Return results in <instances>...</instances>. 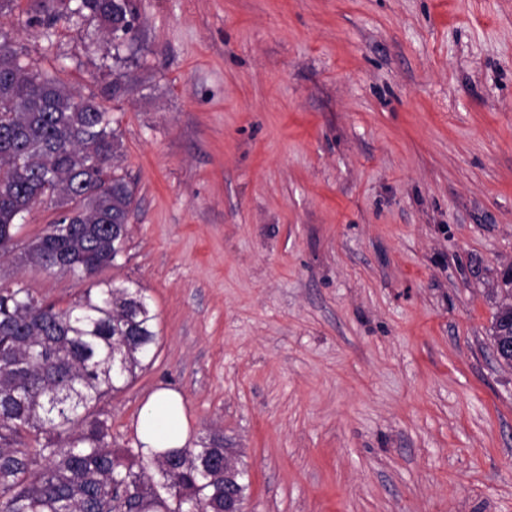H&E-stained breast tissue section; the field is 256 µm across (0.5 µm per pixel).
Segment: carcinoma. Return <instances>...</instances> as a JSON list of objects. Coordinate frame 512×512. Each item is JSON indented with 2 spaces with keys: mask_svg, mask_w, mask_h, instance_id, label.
Wrapping results in <instances>:
<instances>
[{
  "mask_svg": "<svg viewBox=\"0 0 512 512\" xmlns=\"http://www.w3.org/2000/svg\"><path fill=\"white\" fill-rule=\"evenodd\" d=\"M119 56L133 39L130 0H73ZM58 14L30 22L47 39ZM112 113L76 95L54 74L33 70L0 31V257L59 271L87 287L60 308L17 283L0 284V512H224V434L193 448L147 455L112 447L101 400L127 388L154 358L157 314L137 283L97 279L125 251L135 186L115 165ZM57 216L22 244L25 214ZM492 345L512 316V265L500 272Z\"/></svg>",
  "mask_w": 512,
  "mask_h": 512,
  "instance_id": "carcinoma-1",
  "label": "carcinoma"
}]
</instances>
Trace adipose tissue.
<instances>
[{"label":"adipose tissue","instance_id":"obj_1","mask_svg":"<svg viewBox=\"0 0 512 512\" xmlns=\"http://www.w3.org/2000/svg\"><path fill=\"white\" fill-rule=\"evenodd\" d=\"M137 433L148 451L184 447L189 423L181 394L166 388L154 392L140 413Z\"/></svg>","mask_w":512,"mask_h":512}]
</instances>
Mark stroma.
Here are the masks:
<instances>
[{"mask_svg": "<svg viewBox=\"0 0 512 512\" xmlns=\"http://www.w3.org/2000/svg\"><path fill=\"white\" fill-rule=\"evenodd\" d=\"M64 2L53 38L42 0L0 30L119 120L136 207L99 277L146 288L159 336L104 403L113 447L167 388L236 449L245 512H512V0H132L117 59ZM500 300L496 303V310L493 315L492 336H490L494 350L502 336L507 332L504 320L512 316V265L505 267L500 272Z\"/></svg>", "mask_w": 512, "mask_h": 512, "instance_id": "1", "label": "stroma"}]
</instances>
